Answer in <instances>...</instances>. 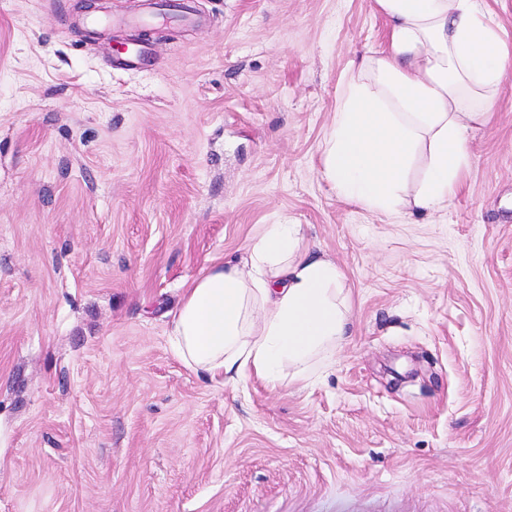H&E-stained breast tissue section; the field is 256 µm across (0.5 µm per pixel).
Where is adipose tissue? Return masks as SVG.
<instances>
[{
  "label": "adipose tissue",
  "instance_id": "adipose-tissue-1",
  "mask_svg": "<svg viewBox=\"0 0 512 512\" xmlns=\"http://www.w3.org/2000/svg\"><path fill=\"white\" fill-rule=\"evenodd\" d=\"M374 4L386 45L361 55L343 82L322 175L368 210L427 215L470 170L469 132L493 111L512 54L486 0ZM351 322L336 263L303 246L299 225L269 224L246 258L211 266L185 291L171 343L187 367L228 383L305 384L328 367Z\"/></svg>",
  "mask_w": 512,
  "mask_h": 512
}]
</instances>
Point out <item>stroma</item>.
I'll return each mask as SVG.
<instances>
[{"label": "stroma", "instance_id": "obj_1", "mask_svg": "<svg viewBox=\"0 0 512 512\" xmlns=\"http://www.w3.org/2000/svg\"><path fill=\"white\" fill-rule=\"evenodd\" d=\"M100 7L0 0V512H512V64L448 207L396 221L322 175L373 0ZM267 224L350 296L307 385L170 342Z\"/></svg>", "mask_w": 512, "mask_h": 512}]
</instances>
